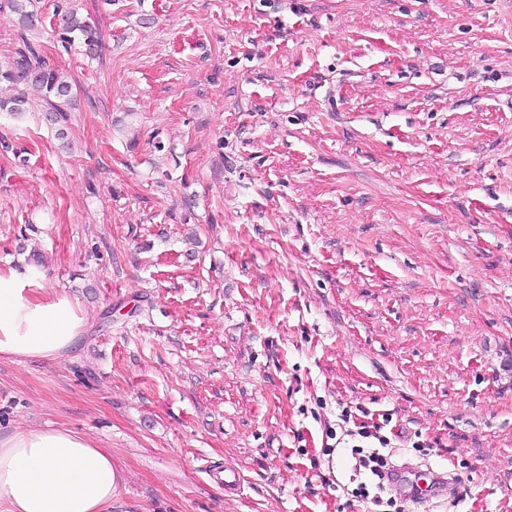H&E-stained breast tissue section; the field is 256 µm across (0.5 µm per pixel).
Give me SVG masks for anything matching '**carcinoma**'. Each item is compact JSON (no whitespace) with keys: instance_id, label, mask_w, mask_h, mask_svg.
Returning a JSON list of instances; mask_svg holds the SVG:
<instances>
[{"instance_id":"carcinoma-1","label":"carcinoma","mask_w":512,"mask_h":512,"mask_svg":"<svg viewBox=\"0 0 512 512\" xmlns=\"http://www.w3.org/2000/svg\"><path fill=\"white\" fill-rule=\"evenodd\" d=\"M7 6L17 16L18 24L23 29L36 28L38 19L35 0H8ZM53 20L54 36L62 45L68 47L77 42L87 56L98 54L101 46L100 35L76 9L60 0L56 4ZM2 82L13 88V94L0 97V112L19 115L27 111L28 90L33 89L40 95L42 111L53 117L56 124L67 121L68 112L77 97L75 84L67 73L49 65L41 49L29 42L25 48L16 52L10 66L5 69L0 67V83Z\"/></svg>"}]
</instances>
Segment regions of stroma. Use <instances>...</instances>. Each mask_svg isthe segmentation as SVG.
Segmentation results:
<instances>
[{"mask_svg":"<svg viewBox=\"0 0 512 512\" xmlns=\"http://www.w3.org/2000/svg\"><path fill=\"white\" fill-rule=\"evenodd\" d=\"M71 4L96 59L0 12L78 94L0 112V270L86 320L0 432L111 449L112 512H357L324 423L389 410L459 477L408 512H512V0Z\"/></svg>","mask_w":512,"mask_h":512,"instance_id":"35a3bbf8","label":"stroma"}]
</instances>
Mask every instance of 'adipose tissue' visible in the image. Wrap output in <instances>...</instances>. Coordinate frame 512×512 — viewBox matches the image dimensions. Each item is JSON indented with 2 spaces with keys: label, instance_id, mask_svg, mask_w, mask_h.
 Wrapping results in <instances>:
<instances>
[{
  "label": "adipose tissue",
  "instance_id": "1",
  "mask_svg": "<svg viewBox=\"0 0 512 512\" xmlns=\"http://www.w3.org/2000/svg\"><path fill=\"white\" fill-rule=\"evenodd\" d=\"M85 325L79 304L35 269L0 272V358L57 362ZM111 449L65 427L0 432V512H112Z\"/></svg>",
  "mask_w": 512,
  "mask_h": 512
}]
</instances>
